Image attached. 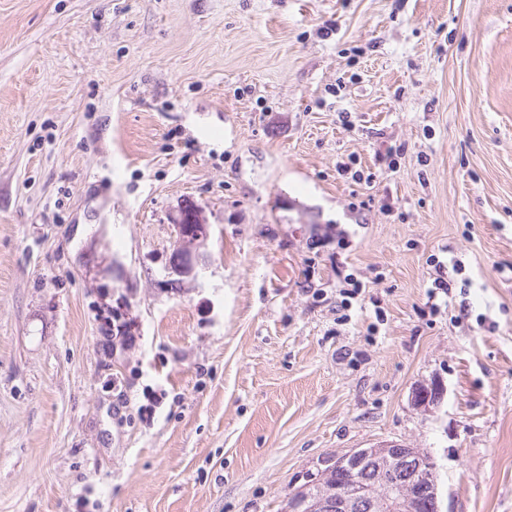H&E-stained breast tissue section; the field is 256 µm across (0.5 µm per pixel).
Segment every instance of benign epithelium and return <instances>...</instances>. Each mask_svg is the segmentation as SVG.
Masks as SVG:
<instances>
[{"label":"benign epithelium","mask_w":512,"mask_h":512,"mask_svg":"<svg viewBox=\"0 0 512 512\" xmlns=\"http://www.w3.org/2000/svg\"><path fill=\"white\" fill-rule=\"evenodd\" d=\"M189 221L196 231L186 232L175 224L178 246L168 260V275L176 284L196 276L197 256L193 248L208 237V225L198 211ZM441 397L435 385L416 388L414 398L422 406L434 405ZM334 478L332 486L315 499L291 496L284 512H442L438 495L437 466L431 456L416 448L386 443L356 448L321 460L319 474L307 475L313 485L318 478Z\"/></svg>","instance_id":"7a95c632"}]
</instances>
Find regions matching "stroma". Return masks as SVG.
Segmentation results:
<instances>
[{
  "instance_id": "stroma-1",
  "label": "stroma",
  "mask_w": 512,
  "mask_h": 512,
  "mask_svg": "<svg viewBox=\"0 0 512 512\" xmlns=\"http://www.w3.org/2000/svg\"><path fill=\"white\" fill-rule=\"evenodd\" d=\"M384 441L512 512V0H0V512H280ZM177 218H175L174 224L179 244L169 256L167 270L169 277L175 276L178 279H170L171 284L181 282L185 278H195L198 256L193 248L202 244L208 237V224L203 222L197 210H193L189 216L191 224L196 225L195 233L185 232L182 224L177 223Z\"/></svg>"
}]
</instances>
